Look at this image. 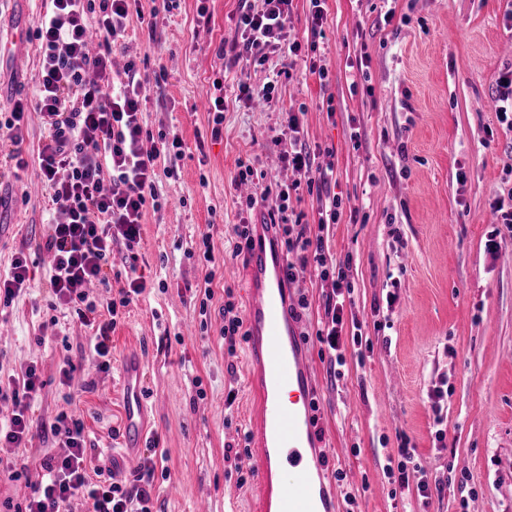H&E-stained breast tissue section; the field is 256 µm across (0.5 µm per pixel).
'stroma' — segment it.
Listing matches in <instances>:
<instances>
[{
	"label": "stroma",
	"instance_id": "obj_1",
	"mask_svg": "<svg viewBox=\"0 0 512 512\" xmlns=\"http://www.w3.org/2000/svg\"><path fill=\"white\" fill-rule=\"evenodd\" d=\"M154 7L138 0L112 50L115 73L137 61L148 129L182 140L178 158L158 161L164 200L146 210L137 247L153 286L124 309L112 331L111 368L99 370L92 329L54 305L50 255L36 247L49 223L65 216L42 180L37 149L47 131L30 112L24 168L11 160L0 166V276L22 252L31 277L0 310V379L37 366L34 423L64 412L81 417L89 475L107 466L120 482L138 463L117 449L119 366L126 352L140 350L152 410L153 512H194L202 499L211 512H253L251 456L224 459L225 442H251L248 343L227 351L219 308L228 288L245 300L232 228L257 221L232 183L239 164L263 173L265 183L299 184L295 213L308 223L318 218L306 174L267 148L293 114L315 166L334 168L330 190L342 211L324 234L332 261L350 263L354 293L345 315L362 333L334 379L316 337L333 282L314 272L293 281L294 297L309 302L300 324L329 468L346 474L355 495L346 512H512V237L498 234L491 213L497 195L512 189V130L494 106L497 79L512 68V0H323L324 83L278 51L256 67L223 56L241 40L240 0ZM42 10V0H0V112L37 93L34 20ZM17 28L26 34L17 49L26 57L21 69L6 48ZM270 82L273 103L238 100L239 86ZM217 92L224 123L215 137L209 98ZM205 233L224 263L203 316L189 289L203 275L192 252ZM67 361L74 369L65 379ZM437 390L444 393L438 417ZM404 442L437 488L430 498L385 491L386 456ZM57 451L51 436L0 446V462L15 467L0 472V512L23 504Z\"/></svg>",
	"mask_w": 512,
	"mask_h": 512
}]
</instances>
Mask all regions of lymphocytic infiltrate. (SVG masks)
Returning a JSON list of instances; mask_svg holds the SVG:
<instances>
[{
  "mask_svg": "<svg viewBox=\"0 0 512 512\" xmlns=\"http://www.w3.org/2000/svg\"><path fill=\"white\" fill-rule=\"evenodd\" d=\"M52 8L40 17L35 29L41 42L42 70L38 94L33 101H16L8 117L0 121V140L21 146L26 109L39 112L48 136L39 151L40 169L52 191L51 200L66 215L61 224L50 225L43 244L50 253L49 283L56 299L67 305L74 318L90 326L91 339L100 369L111 366V333L127 307L149 283L138 271L134 247L141 238L146 204L158 200L157 161L180 155L179 136L159 135L151 148H144L142 120L143 81L135 62H128L126 78L112 79V46L123 36L132 0H50ZM311 40L302 43L288 37V14L292 0H262L252 5L241 0V40L234 48L235 59L262 65L269 52L282 51L288 59L303 51H316L315 39L322 32L324 13L321 0H311ZM97 30L103 41L98 52L89 48V32ZM297 117L272 137L280 157L294 168L308 170L309 186L322 199L316 225L291 220V187H264L260 194L247 196V209L267 208L275 218L280 241L287 256L285 277L295 281L308 267L323 277H334L336 289L324 302L327 325L318 330L322 352L334 365L344 363L346 348L344 309L352 288L345 265L329 266L323 230L336 223L342 201L328 196L332 169L313 166L310 151L299 136ZM124 242L127 267L125 281L113 287L109 261L112 246ZM114 288L106 303L108 317L99 320L97 306L89 299V286ZM41 385L36 367L0 384V401H12L14 410L7 427H0V443L18 446L25 442L33 420L28 400ZM59 439L60 451L47 458L49 478L34 486L25 500V512H72L74 500L92 504L93 512H150L146 487L154 468L144 460L132 482H91L85 469L87 439L83 422L60 414L48 426Z\"/></svg>",
  "mask_w": 512,
  "mask_h": 512,
  "instance_id": "1",
  "label": "lymphocytic infiltrate"
}]
</instances>
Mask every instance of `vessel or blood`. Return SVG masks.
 I'll return each mask as SVG.
<instances>
[{"label": "vessel or blood", "instance_id": "1", "mask_svg": "<svg viewBox=\"0 0 512 512\" xmlns=\"http://www.w3.org/2000/svg\"><path fill=\"white\" fill-rule=\"evenodd\" d=\"M245 254L246 328L250 383L258 395L252 419L258 512H338L336 488L322 464L310 403V361L289 315L286 258L273 225L251 227ZM143 360L127 354L119 377L124 403L121 447L136 452L147 440L149 406L141 383ZM289 402H282V393Z\"/></svg>", "mask_w": 512, "mask_h": 512}]
</instances>
